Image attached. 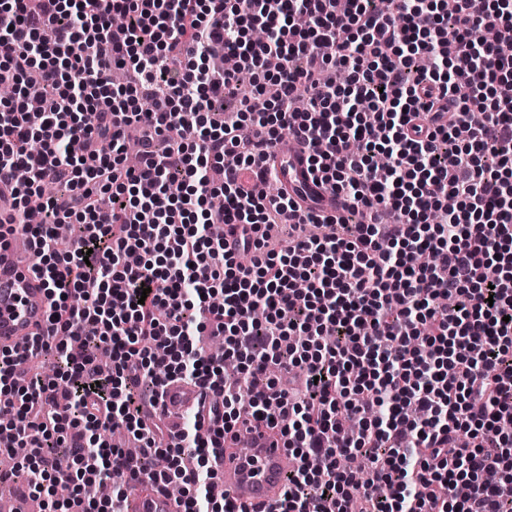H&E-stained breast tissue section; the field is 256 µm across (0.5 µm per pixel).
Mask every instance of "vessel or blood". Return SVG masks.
<instances>
[{
    "mask_svg": "<svg viewBox=\"0 0 512 512\" xmlns=\"http://www.w3.org/2000/svg\"><path fill=\"white\" fill-rule=\"evenodd\" d=\"M313 149L301 142L280 141L275 149L278 184L302 210L339 214L341 199L313 184L308 172ZM31 237L23 230L10 231L0 242V351L23 350L27 340L44 335L51 300L42 279L29 264ZM217 392L182 382L165 389L166 412H180L198 402L217 399ZM248 447L231 440L220 471L226 497L247 512H269L288 485V451L268 434L249 432ZM122 512H179L175 499L157 486L126 499Z\"/></svg>",
    "mask_w": 512,
    "mask_h": 512,
    "instance_id": "b4317fda",
    "label": "vessel or blood"
}]
</instances>
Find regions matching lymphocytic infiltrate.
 <instances>
[{"instance_id": "1", "label": "lymphocytic infiltrate", "mask_w": 512, "mask_h": 512, "mask_svg": "<svg viewBox=\"0 0 512 512\" xmlns=\"http://www.w3.org/2000/svg\"><path fill=\"white\" fill-rule=\"evenodd\" d=\"M337 2L0 0V83L18 89L0 105V183L20 217L58 189L28 227L49 333L0 351V428L28 449L0 483H63L60 512H119L147 479L178 486L180 512H237L212 489L246 412L293 458L272 512H512V0ZM242 70L261 74L264 108L246 98L217 122L209 105ZM45 92L54 106L30 125ZM145 118L160 145L126 168ZM285 132L315 147L311 174L357 223L254 194L237 168L214 181L225 154L248 166ZM289 217L331 230L267 249V225ZM210 326L222 355L201 344ZM46 351L53 375H25ZM174 380L224 398L172 443L146 423L142 389L156 400ZM110 429L138 453L104 441ZM355 455L367 479L345 467Z\"/></svg>"}]
</instances>
